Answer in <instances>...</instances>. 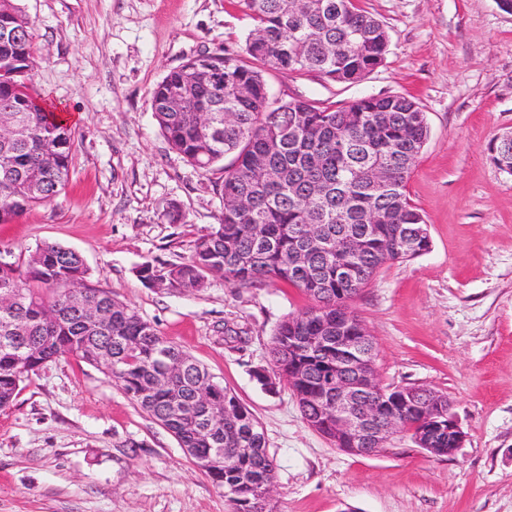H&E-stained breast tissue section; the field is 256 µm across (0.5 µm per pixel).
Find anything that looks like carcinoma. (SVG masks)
I'll return each instance as SVG.
<instances>
[{
  "label": "carcinoma",
  "instance_id": "carcinoma-1",
  "mask_svg": "<svg viewBox=\"0 0 512 512\" xmlns=\"http://www.w3.org/2000/svg\"><path fill=\"white\" fill-rule=\"evenodd\" d=\"M252 29L245 54L224 56V76L249 89L244 100L228 101L223 82L185 83L182 64L151 92L156 123L170 148L191 165L209 172L221 167L224 201L218 224L199 238L190 257L167 270L146 264L140 277L152 288L202 290L209 274L231 287L281 281L302 289L313 305L286 316L274 329L269 362L279 381L301 370L302 385L293 390L305 422L320 416L321 365L327 354L311 349L308 336L332 344L338 336L358 335L360 319L349 302L390 261L408 260L429 250L430 236L410 242L414 230L427 231L419 209L406 194L415 159L429 138L424 112L401 95L365 96L340 107L307 99L289 100L288 109L272 105L264 69L318 73L328 81L354 83L382 64L390 37L384 25L360 10L354 0H243ZM0 56L20 62L13 84L0 82V111L18 132L0 141V224H9L32 207L57 196L70 171L71 128L42 108L28 105L32 61V26L17 0H0ZM182 90L179 107L170 102ZM232 109L231 123L206 125L200 102ZM277 171L260 180L257 159ZM389 170L380 183L372 166ZM244 197L249 207L226 204ZM381 212L372 224L368 216ZM305 252L308 262L293 265ZM82 257L58 243H45L23 266L0 261V294L17 292L16 308L0 311V409L10 406L29 375L66 355L103 367L125 394L167 429L181 448H222L231 466L209 475L231 512H250L255 491L274 480L275 464L264 430L255 415L219 384L211 399L198 396L214 378L182 347L166 340L138 310L89 282ZM79 283L77 297L112 308L107 323L89 324L85 313L63 298L61 289ZM169 352L182 365L166 383L158 382ZM27 374L15 372L18 362ZM383 414L399 431L415 438L431 425L428 417L388 395ZM246 448L245 454L238 449Z\"/></svg>",
  "mask_w": 512,
  "mask_h": 512
}]
</instances>
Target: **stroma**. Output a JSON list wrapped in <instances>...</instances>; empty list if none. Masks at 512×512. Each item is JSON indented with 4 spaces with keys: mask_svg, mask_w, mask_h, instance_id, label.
Listing matches in <instances>:
<instances>
[{
    "mask_svg": "<svg viewBox=\"0 0 512 512\" xmlns=\"http://www.w3.org/2000/svg\"><path fill=\"white\" fill-rule=\"evenodd\" d=\"M33 24V95L75 133L70 181L0 224V259L23 263L55 242L93 284L183 346L259 419L276 462L272 512H512V176L488 148L512 130V13L498 0H357L390 36L354 84L270 71L271 94L339 106L403 95L430 137L407 190L429 250L384 265L350 303L370 331L386 386L447 394L465 433L438 457L396 435L357 456L308 427L287 384L266 391L276 325L310 306L285 283L212 278L201 291L147 287L138 270L187 260L217 224L219 173L172 150L151 91L202 54H240V0H18ZM0 512H230L223 491L174 436L101 370L66 356L0 410Z\"/></svg>",
    "mask_w": 512,
    "mask_h": 512,
    "instance_id": "obj_1",
    "label": "stroma"
}]
</instances>
